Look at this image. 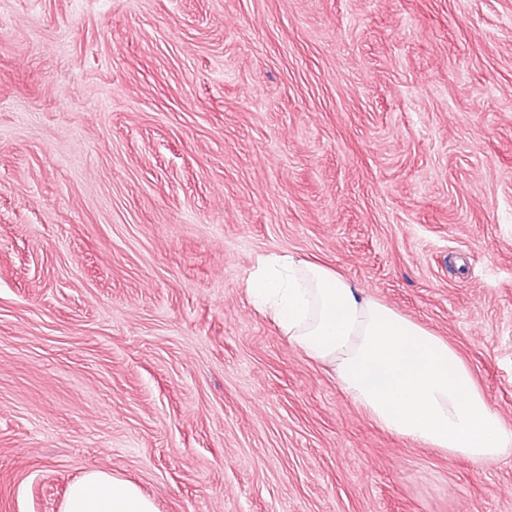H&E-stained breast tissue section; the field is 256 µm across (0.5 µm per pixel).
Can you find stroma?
<instances>
[{
	"mask_svg": "<svg viewBox=\"0 0 512 512\" xmlns=\"http://www.w3.org/2000/svg\"><path fill=\"white\" fill-rule=\"evenodd\" d=\"M319 260L512 427V0H0V512H512L251 304ZM61 512H156V508L134 482L92 469L71 485Z\"/></svg>",
	"mask_w": 512,
	"mask_h": 512,
	"instance_id": "35a3bbf8",
	"label": "stroma"
}]
</instances>
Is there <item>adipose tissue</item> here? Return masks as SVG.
<instances>
[{
	"mask_svg": "<svg viewBox=\"0 0 512 512\" xmlns=\"http://www.w3.org/2000/svg\"><path fill=\"white\" fill-rule=\"evenodd\" d=\"M252 302L290 344L330 365L344 393L382 430L475 463L512 453V427L493 412L446 339L364 295L326 264L292 254L258 258ZM61 512H156L138 486L103 469L73 483Z\"/></svg>",
	"mask_w": 512,
	"mask_h": 512,
	"instance_id": "ef3b65f1",
	"label": "adipose tissue"
}]
</instances>
